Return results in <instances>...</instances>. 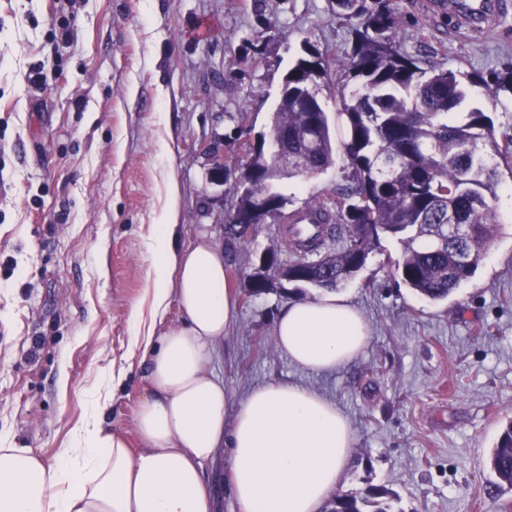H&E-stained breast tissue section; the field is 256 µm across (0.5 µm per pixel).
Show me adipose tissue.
Wrapping results in <instances>:
<instances>
[{
  "instance_id": "obj_1",
  "label": "adipose tissue",
  "mask_w": 512,
  "mask_h": 512,
  "mask_svg": "<svg viewBox=\"0 0 512 512\" xmlns=\"http://www.w3.org/2000/svg\"><path fill=\"white\" fill-rule=\"evenodd\" d=\"M174 213L149 246V314L133 311L128 356L148 363L135 430L139 450L103 425L124 369H102L87 416L45 459L0 447V512H212L203 466L225 451L238 512H321L346 472L356 436L336 404L292 383L271 382L231 402L209 364L235 318L224 259L210 243L183 248ZM185 322L157 332L171 304ZM280 350L320 374L346 365L370 339L350 299L325 292L278 315Z\"/></svg>"
}]
</instances>
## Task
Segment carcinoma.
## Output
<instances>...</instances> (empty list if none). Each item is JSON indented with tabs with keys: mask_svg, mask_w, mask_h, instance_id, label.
I'll return each mask as SVG.
<instances>
[{
	"mask_svg": "<svg viewBox=\"0 0 512 512\" xmlns=\"http://www.w3.org/2000/svg\"><path fill=\"white\" fill-rule=\"evenodd\" d=\"M336 21L350 26L351 48L331 55L308 46L288 70L268 128L283 140L269 159L262 138L246 145L237 167L241 184L224 237L248 244L239 231L252 199H265V215L293 225L310 213L316 232L305 242L289 239L294 259L288 281L336 290L365 266L384 235L403 239L398 265L403 282L430 301H442L461 287L485 257L501 223L496 202L502 189L499 162L512 164V134H497L485 112L473 108L463 119L457 109L468 86L498 104L512 95V70L485 77L443 68L427 70L400 45L394 0H329ZM331 85L336 99L340 141L333 140L320 96ZM340 144L342 172L349 185L331 196L315 197L299 211L285 212L287 199L277 181L294 173L318 174L336 164ZM336 241L331 249L327 241ZM276 285L270 270L258 269L249 292ZM497 492L512 491V420L489 457ZM382 486L360 494H338L325 512H402Z\"/></svg>",
	"mask_w": 512,
	"mask_h": 512,
	"instance_id": "obj_1",
	"label": "carcinoma"
}]
</instances>
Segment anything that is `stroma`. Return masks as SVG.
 I'll return each instance as SVG.
<instances>
[{
    "label": "stroma",
    "mask_w": 512,
    "mask_h": 512,
    "mask_svg": "<svg viewBox=\"0 0 512 512\" xmlns=\"http://www.w3.org/2000/svg\"><path fill=\"white\" fill-rule=\"evenodd\" d=\"M422 2L397 0L402 47L422 67L512 68V0L493 29L466 39ZM307 43L346 48L329 0H0V445L53 458L111 364L128 375L105 421L135 439L144 369L127 357L130 315L147 306V243L173 183L182 244L224 253L237 309L210 368L231 400L282 381L335 402L356 434L338 493L378 485L404 512H512L488 467L512 420L511 168H499L498 235L447 300L408 288L403 243L381 239L343 287L371 339L326 374L293 365L274 338L280 310L317 289L248 293L264 251L292 258L282 225L224 244L218 216L236 203L235 180L212 181L197 146L220 144L226 164L245 163ZM344 183L336 166L277 189L291 212Z\"/></svg>",
    "instance_id": "stroma-1"
}]
</instances>
